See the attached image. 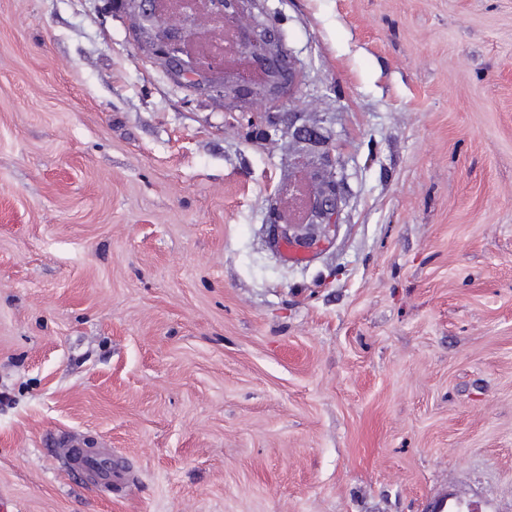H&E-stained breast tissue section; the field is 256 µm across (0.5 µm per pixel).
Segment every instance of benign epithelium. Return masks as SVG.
I'll use <instances>...</instances> for the list:
<instances>
[{"mask_svg": "<svg viewBox=\"0 0 512 512\" xmlns=\"http://www.w3.org/2000/svg\"><path fill=\"white\" fill-rule=\"evenodd\" d=\"M255 6V0H177L169 8L160 0H130L132 11L141 21V33L148 35L155 61L178 81L193 88L222 96L231 102L251 105H278L286 92L301 82L300 72L291 64L289 53L279 29L260 13L241 44L243 55L260 64L257 79L224 70L223 53L218 48L197 49L202 44L195 21L207 17L215 27L235 23ZM288 135L302 145L305 152L316 151L315 164L310 166L295 160L293 167L309 171V181L288 178L281 192L299 201L304 218L293 224H279L273 219L268 232L278 244L291 245L299 250H314L321 239L316 230L328 234L341 225L344 202V181L336 176V158L328 147V138L317 127H290Z\"/></svg>", "mask_w": 512, "mask_h": 512, "instance_id": "1", "label": "benign epithelium"}]
</instances>
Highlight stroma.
I'll use <instances>...</instances> for the list:
<instances>
[{
    "label": "stroma",
    "instance_id": "1",
    "mask_svg": "<svg viewBox=\"0 0 512 512\" xmlns=\"http://www.w3.org/2000/svg\"><path fill=\"white\" fill-rule=\"evenodd\" d=\"M260 2L302 76L269 113L125 0H0V512H512V0ZM291 124L347 187L302 263ZM80 448H63L65 457L76 460L81 466H90L98 463L104 458H108L95 450L82 449V448H95V443L92 440H84L82 443H77Z\"/></svg>",
    "mask_w": 512,
    "mask_h": 512
}]
</instances>
